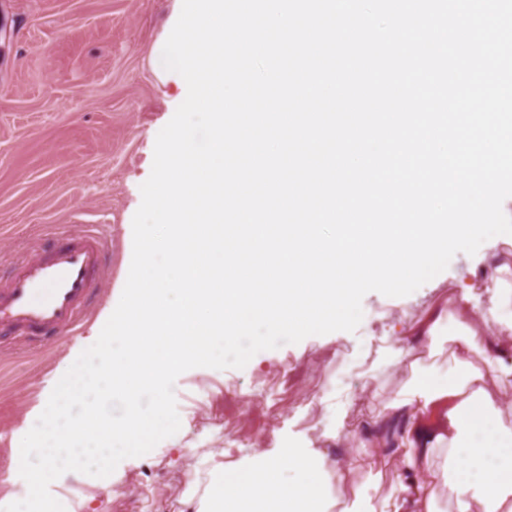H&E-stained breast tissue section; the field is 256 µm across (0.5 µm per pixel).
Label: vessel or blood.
Returning <instances> with one entry per match:
<instances>
[{
    "label": "vessel or blood",
    "mask_w": 512,
    "mask_h": 512,
    "mask_svg": "<svg viewBox=\"0 0 512 512\" xmlns=\"http://www.w3.org/2000/svg\"><path fill=\"white\" fill-rule=\"evenodd\" d=\"M0 276V344L55 343L79 334L101 298L112 237L101 224L54 232Z\"/></svg>",
    "instance_id": "obj_1"
}]
</instances>
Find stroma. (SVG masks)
<instances>
[{
    "label": "stroma",
    "instance_id": "stroma-1",
    "mask_svg": "<svg viewBox=\"0 0 512 512\" xmlns=\"http://www.w3.org/2000/svg\"><path fill=\"white\" fill-rule=\"evenodd\" d=\"M173 0H0V259L30 252L48 224H108L112 266L80 336L38 355L0 356V507L27 484L9 451L48 399L64 362L98 338L118 304L133 251V217L158 132L183 92L151 55ZM512 284V235L454 255L405 297L367 293L356 331L312 335L254 355L244 368L190 369L175 382L181 426L152 455L123 459L106 487L85 474L53 481L72 512H197L215 466L231 470L296 443L332 475L328 512H392L388 492L411 421L390 416L415 375L446 374L462 319L489 336L493 269ZM477 298L479 310L463 307ZM436 328V345L418 338ZM400 348L401 357L390 356Z\"/></svg>",
    "mask_w": 512,
    "mask_h": 512
}]
</instances>
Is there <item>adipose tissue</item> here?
I'll return each instance as SVG.
<instances>
[{
	"instance_id": "1",
	"label": "adipose tissue",
	"mask_w": 512,
	"mask_h": 512,
	"mask_svg": "<svg viewBox=\"0 0 512 512\" xmlns=\"http://www.w3.org/2000/svg\"><path fill=\"white\" fill-rule=\"evenodd\" d=\"M459 348L447 375L418 376L392 403L414 418L405 436L409 477L393 491L394 512H436L431 478L436 449H447L445 485L455 512H512V390L490 394L486 378L512 377V339L460 325ZM294 476L283 479V470ZM327 475L319 452L288 446L235 471H218L204 512H325Z\"/></svg>"
}]
</instances>
